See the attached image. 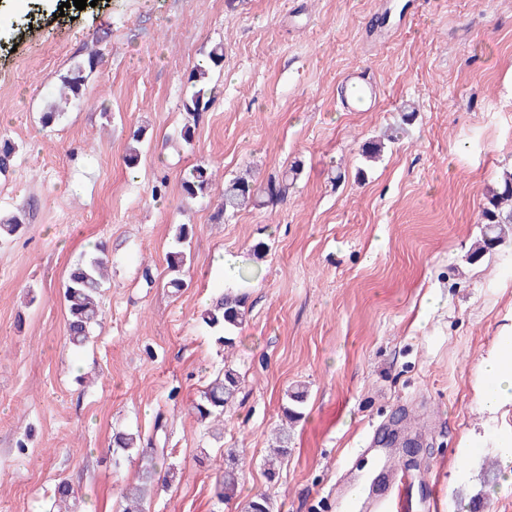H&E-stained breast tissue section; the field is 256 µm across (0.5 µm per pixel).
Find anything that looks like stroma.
<instances>
[{
    "mask_svg": "<svg viewBox=\"0 0 512 512\" xmlns=\"http://www.w3.org/2000/svg\"><path fill=\"white\" fill-rule=\"evenodd\" d=\"M62 2L0 0V135L17 147L0 216L28 224L0 243V512H49L62 481L82 512H119L143 461L114 460L112 435L159 430L183 476L146 512H244L261 493L275 512H336L368 460L369 497L397 470L417 496L434 482V512H512L497 446L512 413L475 408L477 366L512 331V242L467 260L485 194L512 168V0ZM216 43L214 101L187 145L188 75ZM93 51L84 104L43 127L50 91ZM356 70L380 98L348 112L341 82ZM394 127L365 160L362 145ZM201 160L214 189L184 199L181 175ZM294 164L284 200L214 222L225 181L249 169L263 186ZM180 224L195 236L175 294L165 255ZM99 242L112 259L102 320L76 352L62 284ZM223 292L247 304L221 350L200 314ZM226 365L241 391L216 437L192 403ZM231 452L241 484L226 502L215 478Z\"/></svg>",
    "mask_w": 512,
    "mask_h": 512,
    "instance_id": "1",
    "label": "stroma"
}]
</instances>
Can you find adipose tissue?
Here are the masks:
<instances>
[{
  "label": "adipose tissue",
  "instance_id": "obj_1",
  "mask_svg": "<svg viewBox=\"0 0 512 512\" xmlns=\"http://www.w3.org/2000/svg\"><path fill=\"white\" fill-rule=\"evenodd\" d=\"M482 386L478 396L480 411L495 413L512 405V336L503 338L498 349L478 367Z\"/></svg>",
  "mask_w": 512,
  "mask_h": 512
}]
</instances>
